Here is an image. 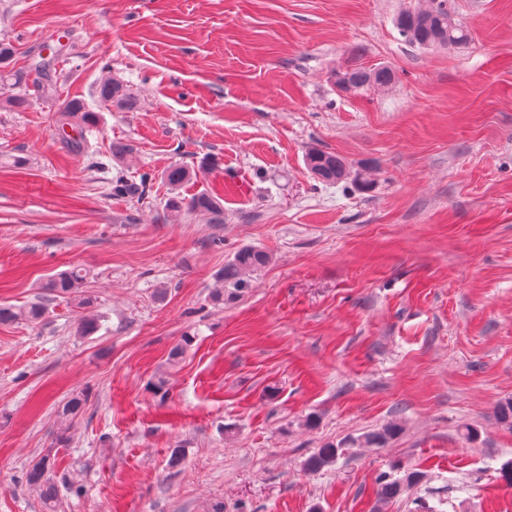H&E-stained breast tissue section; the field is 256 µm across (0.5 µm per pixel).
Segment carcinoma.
Returning <instances> with one entry per match:
<instances>
[{
	"instance_id": "cac0c4a2",
	"label": "carcinoma",
	"mask_w": 512,
	"mask_h": 512,
	"mask_svg": "<svg viewBox=\"0 0 512 512\" xmlns=\"http://www.w3.org/2000/svg\"><path fill=\"white\" fill-rule=\"evenodd\" d=\"M395 28L408 43L422 48L443 46L460 47L468 42V30L458 24L448 11V0H431V6L425 9L404 11L394 19ZM347 79L345 88L362 90L368 87L386 89L396 80L395 73L386 66L374 68H354L344 72ZM98 97L104 102H111L124 107L132 103L127 89L114 79H106L98 89ZM306 164L315 179L322 183L337 184L349 178L350 171L345 160L332 152L312 149L306 155ZM192 177L189 169L181 165H173L161 174L162 181L168 186L169 196L166 210L172 218H177L184 211L206 214L215 224L224 223V211L218 198L201 193L189 199L183 197L179 189ZM269 263V255L263 251L244 247L239 249L233 258L224 265L218 278L223 287L211 294V301L220 305L224 299L240 296L248 287V276ZM85 276L79 271H66L52 277L45 285L48 293L69 298L83 308L90 304L85 297L83 285ZM45 314L43 302H32L22 307L0 305V322L25 320L38 322ZM85 399L73 397L58 411L60 423L66 427L81 414ZM395 434V429L387 428L364 435L363 443L367 447H381ZM338 448L330 444L318 449L307 461V468L317 471L335 461ZM27 483L39 490L41 499L47 506H52L58 497V484L67 486L72 493L78 494L82 486L73 480L57 481L54 463L45 456L36 462L26 475ZM378 494L383 498H393L401 494L404 484L384 474L378 477Z\"/></svg>"
}]
</instances>
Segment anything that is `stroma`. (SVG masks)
Listing matches in <instances>:
<instances>
[{
    "instance_id": "1",
    "label": "stroma",
    "mask_w": 512,
    "mask_h": 512,
    "mask_svg": "<svg viewBox=\"0 0 512 512\" xmlns=\"http://www.w3.org/2000/svg\"><path fill=\"white\" fill-rule=\"evenodd\" d=\"M426 5L0 0V305L47 302L39 324L0 323V512H44L25 474L46 454L83 485L56 512H512V0H448L471 34L454 49L399 35ZM376 66L389 89L334 82ZM108 77L132 109L99 100ZM312 148L368 188L318 182ZM175 164L223 223L168 219ZM120 175L144 199L114 196ZM244 246L269 263L214 305ZM74 268L85 310L44 288ZM328 444L335 462L307 470ZM413 471L378 497L380 473Z\"/></svg>"
}]
</instances>
